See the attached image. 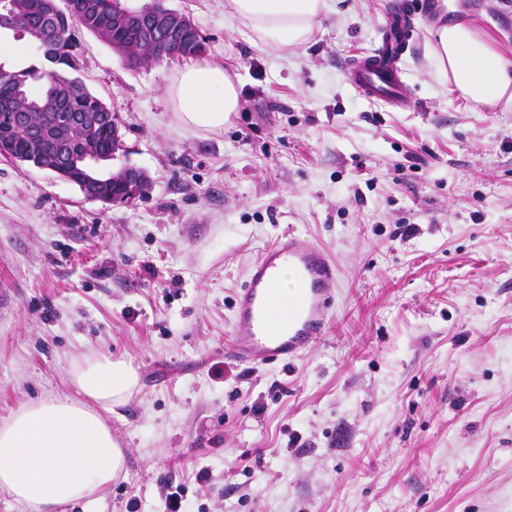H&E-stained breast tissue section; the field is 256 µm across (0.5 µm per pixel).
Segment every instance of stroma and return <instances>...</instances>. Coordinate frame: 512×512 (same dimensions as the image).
Returning a JSON list of instances; mask_svg holds the SVG:
<instances>
[{
  "instance_id": "obj_1",
  "label": "stroma",
  "mask_w": 512,
  "mask_h": 512,
  "mask_svg": "<svg viewBox=\"0 0 512 512\" xmlns=\"http://www.w3.org/2000/svg\"><path fill=\"white\" fill-rule=\"evenodd\" d=\"M396 2L329 0L278 50L224 0H165L240 77L218 133L179 125L182 62L131 71L81 33V77L122 123L101 171L148 191L109 207L0 157V420L84 354L141 375L111 419L126 479L62 512H163L173 491L189 512H512V107L473 109L438 73L435 0H409L413 109L361 97L348 69ZM449 6L512 61V0ZM291 230L336 262L331 328L296 360L232 363L234 295Z\"/></svg>"
}]
</instances>
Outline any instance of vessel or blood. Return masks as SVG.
I'll list each match as a JSON object with an SVG mask.
<instances>
[{
  "label": "vessel or blood",
  "instance_id": "1",
  "mask_svg": "<svg viewBox=\"0 0 512 512\" xmlns=\"http://www.w3.org/2000/svg\"><path fill=\"white\" fill-rule=\"evenodd\" d=\"M385 36L371 55L355 59L349 69L362 97L394 112L409 111L411 87L400 62L411 38L408 9L391 15ZM295 288L282 293L283 277ZM338 277L329 254L304 235L279 236L253 261L232 305L233 338L225 359L267 366L304 355L327 335L336 300Z\"/></svg>",
  "mask_w": 512,
  "mask_h": 512
}]
</instances>
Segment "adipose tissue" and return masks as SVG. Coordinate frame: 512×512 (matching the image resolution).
Returning a JSON list of instances; mask_svg holds the SVG:
<instances>
[{
    "label": "adipose tissue",
    "instance_id": "ef3b65f1",
    "mask_svg": "<svg viewBox=\"0 0 512 512\" xmlns=\"http://www.w3.org/2000/svg\"><path fill=\"white\" fill-rule=\"evenodd\" d=\"M327 8V0H224L226 14L276 49L307 42ZM428 35L437 70L464 100L512 103V62L466 20H440ZM169 100L179 123L197 131L223 130L239 109L236 82L207 61L178 71ZM65 377L63 392L28 401L0 422V491L25 512H58L80 501L95 506L127 474V451L108 418L139 393L138 368L92 354L72 360Z\"/></svg>",
    "mask_w": 512,
    "mask_h": 512
}]
</instances>
